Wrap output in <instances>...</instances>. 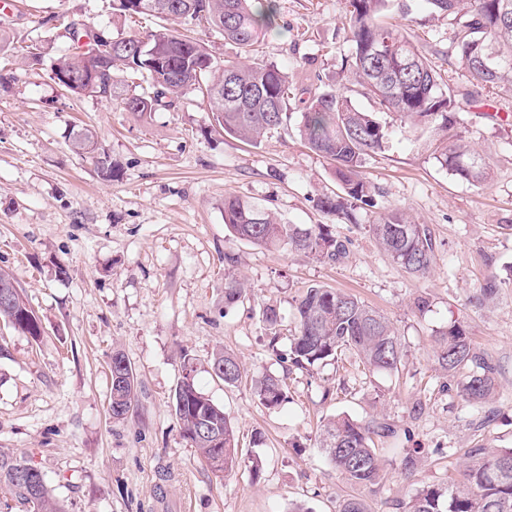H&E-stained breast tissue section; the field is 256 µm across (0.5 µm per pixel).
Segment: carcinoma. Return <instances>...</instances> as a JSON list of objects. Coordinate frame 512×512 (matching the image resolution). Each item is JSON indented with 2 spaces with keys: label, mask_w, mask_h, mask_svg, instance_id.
Here are the masks:
<instances>
[{
  "label": "carcinoma",
  "mask_w": 512,
  "mask_h": 512,
  "mask_svg": "<svg viewBox=\"0 0 512 512\" xmlns=\"http://www.w3.org/2000/svg\"><path fill=\"white\" fill-rule=\"evenodd\" d=\"M158 0H112V10L124 17L154 16L189 28H216L224 40L240 51L239 58L224 61L213 74L206 48L193 38L163 26L112 39V66L92 88L76 86L70 92L120 101L124 111L143 117L162 100L174 102L189 87L202 88L214 112L216 126L225 134L257 146L269 135L288 127L289 100H298L299 136L315 153L335 163V175L343 195L325 196L320 208L349 222L354 211L376 205L375 190L364 182L359 169L364 160L385 150L392 126L377 113L355 105L351 87L330 84L297 88L287 69L255 53L262 31L276 25V0H163L168 7L156 10ZM432 10L448 17L451 43L465 67L469 85L455 86L443 80L428 55L413 44L402 29L387 20V13L403 11L402 0H349L348 54L342 58L339 77L374 100L405 133L437 137L438 162L452 175L471 184L487 179L484 156L455 132L462 103L476 101L477 90L507 89L512 92V0H427ZM90 25L71 21V50L58 59L53 72L77 75L84 67L85 43ZM493 53L499 66L488 70L483 59ZM126 66L139 73L151 91L123 97L118 92V73ZM74 149L95 159L100 175L111 180L116 164L108 154L96 153L91 131L77 134ZM224 224L229 233L261 248L303 253L336 263L347 253L348 241L325 224L303 228L281 224L268 211L236 195L224 197ZM384 254L414 276L430 273L437 245L429 227L405 212H391L369 225ZM13 275L0 268V290L12 291V299L0 301V319L16 331L36 338L39 320L26 304ZM248 286L235 274L224 278V307L244 303ZM296 325L283 363L300 369L322 365L348 351L374 372H391L401 365L404 352L399 336L382 313L356 297L322 285L307 287L296 300ZM436 357L449 372L469 370L460 387L464 402L478 408L494 395V368L478 357L466 329L456 323L436 334ZM112 418L126 417L136 397V379L125 354L112 353ZM213 374L228 385L242 379L239 360L224 351L211 359ZM260 404L274 408L286 399L283 380L267 374L254 384ZM174 412L182 435L206 460L213 472L230 474L250 463L253 477L260 468L255 457H243L239 437L224 408L203 393L191 374L183 376L174 393ZM390 431L375 419L358 422L347 416L323 425L320 447L336 471L353 486L371 487L383 479V461L372 446V436ZM476 459L463 478L442 484H426L404 505V512H512V448L486 452L474 449ZM29 506L28 512H63L46 476L31 459L0 448V488ZM338 512H371L368 503L349 496Z\"/></svg>",
  "instance_id": "1"
}]
</instances>
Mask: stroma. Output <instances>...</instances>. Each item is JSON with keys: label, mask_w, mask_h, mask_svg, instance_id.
I'll return each instance as SVG.
<instances>
[{"label": "stroma", "mask_w": 512, "mask_h": 512, "mask_svg": "<svg viewBox=\"0 0 512 512\" xmlns=\"http://www.w3.org/2000/svg\"><path fill=\"white\" fill-rule=\"evenodd\" d=\"M13 3L0 12L10 43L0 52V268L13 273L42 334L0 321V448L31 458L65 512H337L350 495L372 512H403L420 486L461 476L470 449L512 448V92L484 94L490 115L459 113L462 136L484 154L485 184L451 175L434 157L436 142L398 136L360 169L376 188V208L344 224L318 207L340 189L333 163L296 129L256 147L216 132L195 92L139 118L53 79L70 46L65 20L116 38L157 29L159 19L115 15L110 0ZM277 8L279 29L261 39L258 54L287 67L295 86L333 82L349 49L347 0H277ZM395 20L454 84L466 85L447 18L426 0H407ZM85 129L118 164L114 180L72 148ZM230 193L283 224L330 225L348 242L346 258L324 263L233 239L224 227ZM395 210L428 225L437 242L427 276L393 264L369 230ZM230 270L251 292L228 309ZM490 278L502 282L497 297L476 301ZM314 284L352 293L389 318L405 353L398 373L346 358L283 370L275 352L294 331L296 298ZM268 305L283 317L275 340L261 321ZM453 322L495 368L497 393L476 410L459 395L461 377H449L435 357V334ZM116 349L137 375L135 401L119 421L109 411ZM222 349L241 362V382L212 373ZM187 357L197 385L237 425L243 452L259 455V478L245 467L216 476L183 439L173 395ZM267 372L284 375L288 388L274 409L252 387ZM341 413L392 424L393 434L374 439L380 484L350 485L322 455L320 425ZM410 449L409 474L402 461Z\"/></svg>", "instance_id": "1"}]
</instances>
